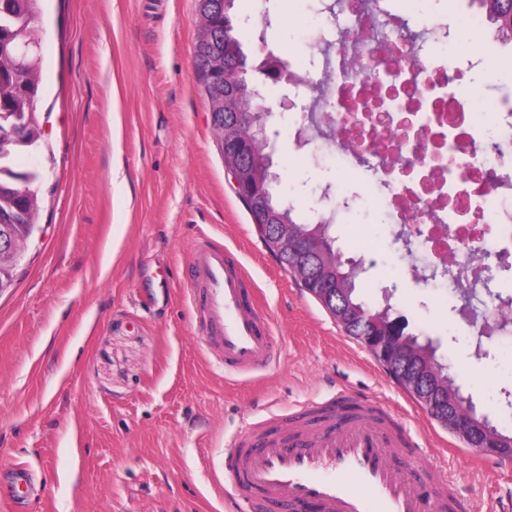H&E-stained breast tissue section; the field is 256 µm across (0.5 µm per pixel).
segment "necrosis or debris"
Segmentation results:
<instances>
[{
    "instance_id": "4bbe7bcc",
    "label": "necrosis or debris",
    "mask_w": 512,
    "mask_h": 512,
    "mask_svg": "<svg viewBox=\"0 0 512 512\" xmlns=\"http://www.w3.org/2000/svg\"><path fill=\"white\" fill-rule=\"evenodd\" d=\"M354 19L351 38L331 44L333 73L314 105L344 144L337 151L341 184L375 188L377 210L395 232L421 231L413 270L438 260L455 265L475 287L489 262L512 263V100L488 123L466 109L477 61L449 31L421 55L408 38H387L393 14L371 0H343Z\"/></svg>"
}]
</instances>
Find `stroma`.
<instances>
[{
  "instance_id": "obj_1",
  "label": "stroma",
  "mask_w": 512,
  "mask_h": 512,
  "mask_svg": "<svg viewBox=\"0 0 512 512\" xmlns=\"http://www.w3.org/2000/svg\"><path fill=\"white\" fill-rule=\"evenodd\" d=\"M274 23L242 25L249 57L297 60L318 80L309 30H332L318 0H254ZM395 33L431 51L438 28L476 41L488 69L471 112L512 97V46L464 26L467 0H379ZM197 0H43L44 136L38 228L0 292V467L27 466L43 489L32 512H231L208 478L233 435L344 390L399 414L415 447L453 482L466 512H512V463L477 452L433 420L270 255L232 189L212 134L194 46ZM287 90L269 94L280 190L315 207L336 169L325 143L297 149ZM368 186L333 227L359 263L371 304L391 303L431 342L478 412L512 429V343L477 339L454 290L416 283ZM233 250L270 319L279 358L245 379L207 361L185 297L192 245ZM489 356H478V348Z\"/></svg>"
}]
</instances>
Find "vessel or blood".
I'll list each match as a JSON object with an SVG mask.
<instances>
[{
    "instance_id": "vessel-or-blood-1",
    "label": "vessel or blood",
    "mask_w": 512,
    "mask_h": 512,
    "mask_svg": "<svg viewBox=\"0 0 512 512\" xmlns=\"http://www.w3.org/2000/svg\"><path fill=\"white\" fill-rule=\"evenodd\" d=\"M188 297L207 356L249 377L277 356L271 323L237 256L197 242L190 254ZM228 471L245 512H457L455 491L381 404L340 390L334 396L267 419L237 435ZM35 492L27 469H0V501L24 512Z\"/></svg>"
}]
</instances>
